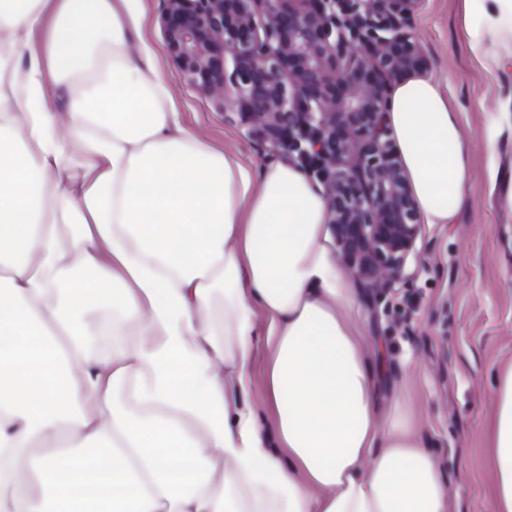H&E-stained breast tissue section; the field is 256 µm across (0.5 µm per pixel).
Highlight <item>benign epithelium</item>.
<instances>
[{
	"label": "benign epithelium",
	"instance_id": "obj_1",
	"mask_svg": "<svg viewBox=\"0 0 512 512\" xmlns=\"http://www.w3.org/2000/svg\"><path fill=\"white\" fill-rule=\"evenodd\" d=\"M419 0H166L162 26L177 69L201 92L235 98L273 142H310L313 171L344 260L389 289L421 234L419 213L385 128L390 88L428 70L412 31Z\"/></svg>",
	"mask_w": 512,
	"mask_h": 512
}]
</instances>
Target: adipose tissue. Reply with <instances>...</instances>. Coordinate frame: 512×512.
Instances as JSON below:
<instances>
[{"label":"adipose tissue","instance_id":"1","mask_svg":"<svg viewBox=\"0 0 512 512\" xmlns=\"http://www.w3.org/2000/svg\"><path fill=\"white\" fill-rule=\"evenodd\" d=\"M464 10L470 50L512 70V0ZM141 39L135 0H0V43L26 60L0 90V512H448L428 438L378 417L321 190L182 128ZM386 125L422 223H456L469 144L441 82L394 84ZM507 128L512 93L485 129L512 214ZM259 340L270 429L248 397ZM493 401L494 512H512V364Z\"/></svg>","mask_w":512,"mask_h":512}]
</instances>
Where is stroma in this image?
I'll list each match as a JSON object with an SVG mask.
<instances>
[{"label":"stroma","mask_w":512,"mask_h":512,"mask_svg":"<svg viewBox=\"0 0 512 512\" xmlns=\"http://www.w3.org/2000/svg\"><path fill=\"white\" fill-rule=\"evenodd\" d=\"M165 0H142L143 50L159 59L180 121L200 140L238 154L261 170L293 162L283 144L265 139L234 102L199 91L170 60L162 28ZM413 31L460 114L473 148L461 218L426 225L401 281L364 287L354 269L364 344L382 363L381 417L403 407L445 462L450 512H492V472L484 429L503 365L512 362V216L501 214L489 178L483 131L488 113L512 91V73L488 72L464 36L463 0H422Z\"/></svg>","instance_id":"obj_1"}]
</instances>
